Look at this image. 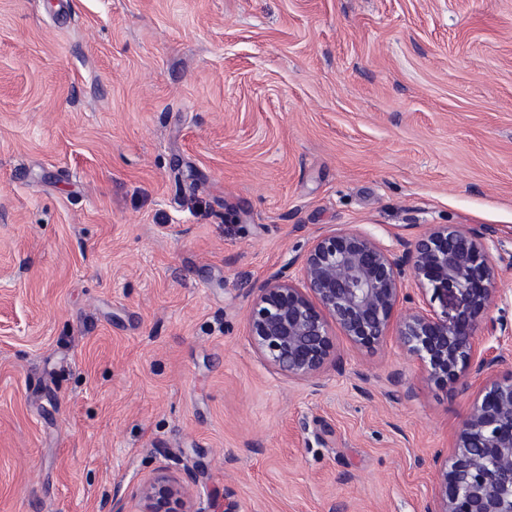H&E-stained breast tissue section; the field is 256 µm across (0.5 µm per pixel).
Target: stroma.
<instances>
[{
	"label": "stroma",
	"mask_w": 512,
	"mask_h": 512,
	"mask_svg": "<svg viewBox=\"0 0 512 512\" xmlns=\"http://www.w3.org/2000/svg\"><path fill=\"white\" fill-rule=\"evenodd\" d=\"M436 224L512 330V0H0V512H426L468 397L393 337L288 378L244 286ZM139 512H196L188 484L164 472L143 484L137 493Z\"/></svg>",
	"instance_id": "stroma-1"
}]
</instances>
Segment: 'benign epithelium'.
<instances>
[{
  "mask_svg": "<svg viewBox=\"0 0 512 512\" xmlns=\"http://www.w3.org/2000/svg\"><path fill=\"white\" fill-rule=\"evenodd\" d=\"M495 234L439 224L394 251L364 232L330 230L298 267L288 264L294 271L247 291L251 342L291 379H315L336 362L335 325L360 348L396 332L429 380L469 395L451 452L434 455L427 512H512V375L496 374L504 350L476 340L481 329L497 331L489 312L501 295L487 246ZM409 278L441 310L415 299ZM137 496L139 512H196L188 484L164 472Z\"/></svg>",
  "mask_w": 512,
  "mask_h": 512,
  "instance_id": "benign-epithelium-1",
  "label": "benign epithelium"
}]
</instances>
